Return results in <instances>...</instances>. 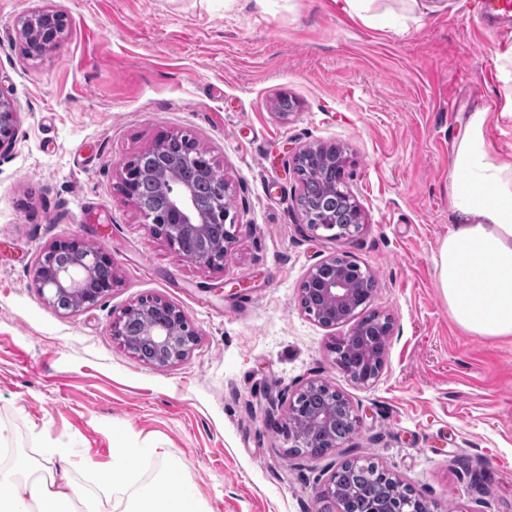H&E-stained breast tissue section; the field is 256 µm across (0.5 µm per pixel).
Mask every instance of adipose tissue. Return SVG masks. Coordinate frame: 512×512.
Segmentation results:
<instances>
[{
	"label": "adipose tissue",
	"instance_id": "ef3b65f1",
	"mask_svg": "<svg viewBox=\"0 0 512 512\" xmlns=\"http://www.w3.org/2000/svg\"><path fill=\"white\" fill-rule=\"evenodd\" d=\"M475 113L455 147L451 195L459 222L442 241L438 286L456 324L483 337L512 336V162L492 156ZM162 462L157 483H137L144 457ZM75 463L63 449L43 459L0 466V512H204L196 486L160 447H119L112 489L93 495L71 479Z\"/></svg>",
	"mask_w": 512,
	"mask_h": 512
}]
</instances>
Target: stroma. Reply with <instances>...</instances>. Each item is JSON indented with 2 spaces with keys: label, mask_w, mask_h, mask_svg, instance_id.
<instances>
[{
  "label": "stroma",
  "mask_w": 512,
  "mask_h": 512,
  "mask_svg": "<svg viewBox=\"0 0 512 512\" xmlns=\"http://www.w3.org/2000/svg\"><path fill=\"white\" fill-rule=\"evenodd\" d=\"M478 0H376L378 29L339 0H0V91L18 110L0 156V425L31 459L67 449L72 479L111 481L118 443L159 446L192 477L205 512H330L336 468L370 460L429 512H512V336L471 335L437 284L457 224L455 145L487 113V150L512 161V34L471 25ZM62 11L61 44L28 57L22 20ZM296 105L283 114L281 95ZM207 149L245 224L224 268L200 269L154 236L118 191L120 167L159 136ZM348 149L362 216L346 240L300 217L291 154ZM77 237L112 257L116 284L69 313L32 267ZM348 257L373 273L369 309L390 316L384 367L368 385L336 365L348 325L300 304L309 270ZM148 296L185 314L198 341L157 367L112 336ZM342 393L359 425L320 456L288 453L271 427L309 381Z\"/></svg>",
  "instance_id": "stroma-1"
}]
</instances>
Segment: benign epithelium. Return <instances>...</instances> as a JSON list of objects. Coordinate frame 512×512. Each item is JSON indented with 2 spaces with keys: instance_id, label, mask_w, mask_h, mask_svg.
I'll use <instances>...</instances> for the list:
<instances>
[{
  "instance_id": "1",
  "label": "benign epithelium",
  "mask_w": 512,
  "mask_h": 512,
  "mask_svg": "<svg viewBox=\"0 0 512 512\" xmlns=\"http://www.w3.org/2000/svg\"><path fill=\"white\" fill-rule=\"evenodd\" d=\"M67 18L54 10L38 9L24 22L20 37L24 52L31 58L44 55L57 47L62 38ZM16 117L12 100L0 93V155L9 151L15 142ZM180 138L171 133L160 138L153 146L125 161L121 165L118 190L131 201L145 218L153 235L164 239L168 245L181 251L187 238L195 242L193 254L185 259L202 269H222L231 259L232 250L238 238L239 225L230 218V211L224 209V199L229 194V185L224 181L223 172L213 174L212 205H206L198 196L194 185L183 182L171 184L165 193L163 206L156 211L138 200L136 173L154 176L160 171L174 180L176 174L169 168L170 143ZM304 223L315 232L338 230V237H351L350 228L336 226V217L324 215L320 223L311 224L306 214H301ZM224 236V251L211 248L214 235ZM112 264L110 254L102 249H92L79 238L58 241L42 255L32 270L33 282L39 292L46 296L48 303L55 305L62 296L72 301L71 311L75 312L97 302L114 286L105 284L97 292L87 288L93 272L101 265ZM365 271L354 261H323L313 266L302 283L300 291L314 293L323 307L324 327L350 323L352 327L343 340L348 342L364 335L362 329L353 324V309L358 300L360 278ZM112 336L128 351H134L140 344H148L155 353L150 364L167 366L188 356L198 340L197 333L189 326L183 311L161 297L140 299L125 307L112 318ZM318 387H326L319 381L309 382L295 400L289 402L281 427L287 432L293 447L304 448L312 453L327 439V432L336 419V411L352 409L347 399L341 403L331 402L313 412H308L304 395Z\"/></svg>"
}]
</instances>
